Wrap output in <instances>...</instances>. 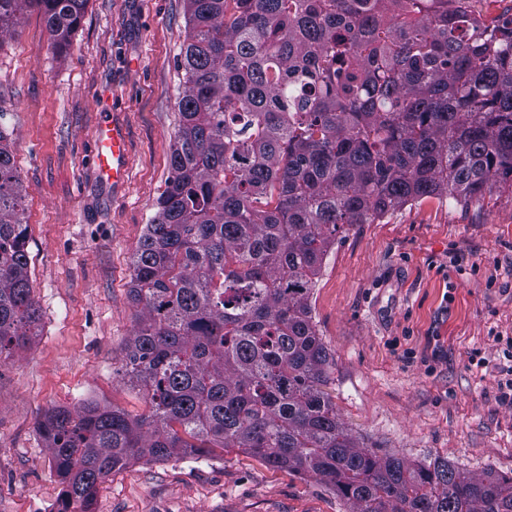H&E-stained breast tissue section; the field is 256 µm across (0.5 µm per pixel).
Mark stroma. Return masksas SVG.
Returning a JSON list of instances; mask_svg holds the SVG:
<instances>
[{
  "label": "stroma",
  "mask_w": 512,
  "mask_h": 512,
  "mask_svg": "<svg viewBox=\"0 0 512 512\" xmlns=\"http://www.w3.org/2000/svg\"><path fill=\"white\" fill-rule=\"evenodd\" d=\"M183 0H88L69 45L42 15L0 38V130L25 195L32 344L0 358V512H58L62 485L36 421L96 402L137 418L121 377L136 309L130 260L171 175L184 72ZM113 116L129 141L121 190L90 164ZM334 358L327 387L364 446L474 473L512 475V405L500 399L512 339V188L468 206L429 198L347 227L311 298ZM93 512H346L316 478L240 451L130 464Z\"/></svg>",
  "instance_id": "obj_1"
}]
</instances>
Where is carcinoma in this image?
<instances>
[{
  "label": "carcinoma",
  "mask_w": 512,
  "mask_h": 512,
  "mask_svg": "<svg viewBox=\"0 0 512 512\" xmlns=\"http://www.w3.org/2000/svg\"><path fill=\"white\" fill-rule=\"evenodd\" d=\"M468 0H184L172 175L131 262L123 376L148 413L88 403L36 424L91 512L132 462L238 449L318 478L347 512H512V476L379 454L324 390L310 297L344 226L512 182V18ZM88 0H0L69 44ZM24 195L0 130V355L38 335Z\"/></svg>",
  "instance_id": "obj_1"
}]
</instances>
